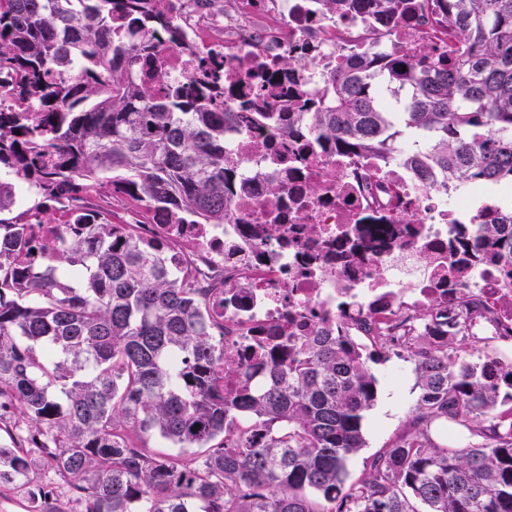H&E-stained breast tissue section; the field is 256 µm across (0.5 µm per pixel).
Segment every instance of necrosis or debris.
<instances>
[{"label": "necrosis or debris", "instance_id": "4bbe7bcc", "mask_svg": "<svg viewBox=\"0 0 512 512\" xmlns=\"http://www.w3.org/2000/svg\"><path fill=\"white\" fill-rule=\"evenodd\" d=\"M411 16L381 18L372 8L328 16L317 0H233L225 13L186 15V33L203 40L202 56L224 66L225 84L252 73V90L281 56L302 58L296 75L317 92L320 78L383 51L414 57L425 46L446 58L458 48L435 0H414ZM240 100L224 93V162L235 175L220 224H141V244L161 247L167 267L190 274L206 300L224 350L253 373L272 336L299 343L317 332L400 334L399 322L467 286L490 310V332L512 328V283L481 262L461 261L458 237L474 241L479 216L504 209L508 194L489 186L452 189L419 179L402 164L406 142L346 156L321 139L307 116L293 123L256 114L239 122ZM285 191L268 197L263 185ZM328 186L311 198L310 182ZM414 216L403 223L404 213ZM279 218V231L265 228Z\"/></svg>", "mask_w": 512, "mask_h": 512}]
</instances>
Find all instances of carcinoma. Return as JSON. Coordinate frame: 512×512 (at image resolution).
<instances>
[{"label": "carcinoma", "mask_w": 512, "mask_h": 512, "mask_svg": "<svg viewBox=\"0 0 512 512\" xmlns=\"http://www.w3.org/2000/svg\"><path fill=\"white\" fill-rule=\"evenodd\" d=\"M321 2L339 13L363 0ZM439 2L456 55L371 53L294 104L344 152L377 151L394 129L424 144L406 157L424 181L512 186V0ZM168 44L200 77L176 85L158 70ZM2 82L28 102L0 112V167L41 197L27 217L51 224L52 202L99 191L148 223H224V79L157 0H0ZM15 182L0 179V213ZM70 223L54 265L19 271L12 252L36 245L0 221V421L25 424L0 444V485L34 512H512V363L468 348L472 324L490 320L469 289L407 319L411 429L351 481L385 338L278 343L268 376L226 396L237 362L191 280L130 222ZM477 232L511 280L512 212Z\"/></svg>", "instance_id": "carcinoma-1"}]
</instances>
